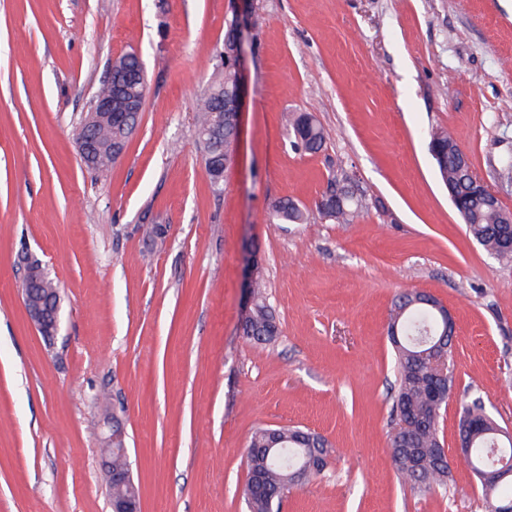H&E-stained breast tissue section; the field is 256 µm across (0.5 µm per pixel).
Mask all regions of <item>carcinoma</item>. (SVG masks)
<instances>
[{
	"mask_svg": "<svg viewBox=\"0 0 512 512\" xmlns=\"http://www.w3.org/2000/svg\"><path fill=\"white\" fill-rule=\"evenodd\" d=\"M138 66L136 55L127 54L115 61L112 72V84L127 85L126 95L136 98L142 97L144 83L129 84L127 80ZM236 79L233 63L223 59L220 79L210 86L197 108L198 137L208 156L206 176L217 190L224 183L223 168L217 155L222 151L224 157L229 158L234 151L232 130L216 115L217 102L220 97L229 96ZM287 124L294 134L295 150L315 154L323 149L325 135L312 114L294 113L287 119ZM128 141L126 128L104 130L99 137L100 150L105 154L111 151L118 153ZM428 148L443 184L451 186L466 202L468 220L465 224L469 234L499 262L512 265V249L503 247L500 238L503 225L509 220L508 212L501 202L475 195L470 168L459 159V145L453 134L444 128L433 131ZM354 182V176L347 172L331 180L339 188V193L332 201L315 204L324 220L333 224H351L366 209L365 199L353 190ZM270 215L293 224L306 220V211L290 199L273 203ZM264 288V275L259 273L253 283L251 314L241 324V331L248 338L258 336L268 344L276 340L272 332L276 317ZM389 326L397 328L400 336V344L394 346L397 383L394 385L392 411L410 428L414 436L412 446L419 449L417 465L410 466L404 450L392 438L391 458L406 482L421 491L431 492L448 485L450 468L439 447V421L448 402L429 398V392L432 384L437 383L447 393H452L453 363H448V375L444 377L430 369L432 350L439 349L442 324L433 308L415 302V293L403 292L395 299ZM459 413L462 421L485 425L471 438L469 468L475 475L495 472L501 476L491 490H482V495L487 512H504L506 506L512 505V441L498 433L501 426L488 413L481 396L473 393L461 400ZM278 431V443L268 428H259L251 436L247 449L248 471L258 469L263 473L264 489L259 493L250 488L245 491L249 512H280L283 498L292 487L321 475L318 470L304 477L301 471L315 455L329 452L327 442L298 428L280 427Z\"/></svg>",
	"mask_w": 512,
	"mask_h": 512,
	"instance_id": "obj_1",
	"label": "carcinoma"
}]
</instances>
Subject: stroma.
<instances>
[{
  "mask_svg": "<svg viewBox=\"0 0 512 512\" xmlns=\"http://www.w3.org/2000/svg\"><path fill=\"white\" fill-rule=\"evenodd\" d=\"M248 11L242 131L221 191L204 172L199 97L226 24ZM148 89L103 172L77 131L111 61ZM310 112L326 149L292 147ZM450 128L512 211V0H0V512H111L98 458L126 436L142 512H246L259 428L322 435L331 463L283 512H486L458 460L459 399L512 430V265L469 236L428 151ZM368 210L332 224L315 203L340 171ZM291 198L304 224L272 219ZM164 240L143 237L145 221ZM264 262L274 344L239 331L248 254ZM61 289L45 341L22 262ZM436 296L456 322L454 397L440 419L445 492L404 483L389 453L395 297Z\"/></svg>",
  "mask_w": 512,
  "mask_h": 512,
  "instance_id": "35a3bbf8",
  "label": "stroma"
}]
</instances>
